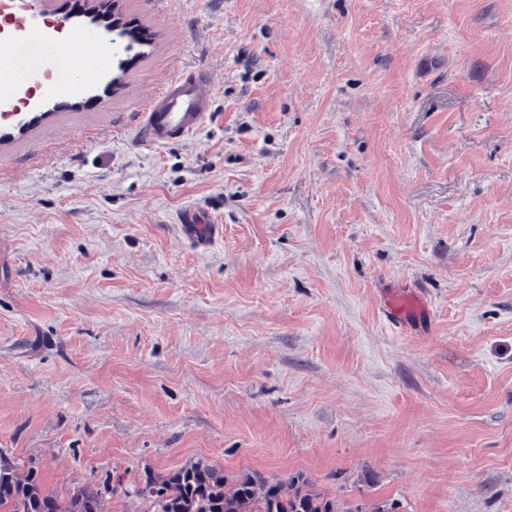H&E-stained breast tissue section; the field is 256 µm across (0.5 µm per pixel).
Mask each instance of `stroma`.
I'll return each mask as SVG.
<instances>
[{
    "label": "stroma",
    "instance_id": "stroma-1",
    "mask_svg": "<svg viewBox=\"0 0 512 512\" xmlns=\"http://www.w3.org/2000/svg\"><path fill=\"white\" fill-rule=\"evenodd\" d=\"M49 14L87 75L0 109V451L103 512L198 458L363 512H512V0ZM191 73L205 124L139 142ZM385 306L389 319L395 323H401L406 313L419 305L412 294L406 296L390 294L385 300Z\"/></svg>",
    "mask_w": 512,
    "mask_h": 512
}]
</instances>
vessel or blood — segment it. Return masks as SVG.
<instances>
[{"label":"vessel or blood","instance_id":"vessel-or-blood-1","mask_svg":"<svg viewBox=\"0 0 512 512\" xmlns=\"http://www.w3.org/2000/svg\"><path fill=\"white\" fill-rule=\"evenodd\" d=\"M33 66V60L26 58L21 47L13 44L0 46V76L7 81L19 80ZM210 102L207 76L167 83L143 108L138 135L150 144L164 143L175 136H186L204 122ZM417 305L412 295L391 294L385 301L387 315L396 323L401 322L406 313Z\"/></svg>","mask_w":512,"mask_h":512}]
</instances>
